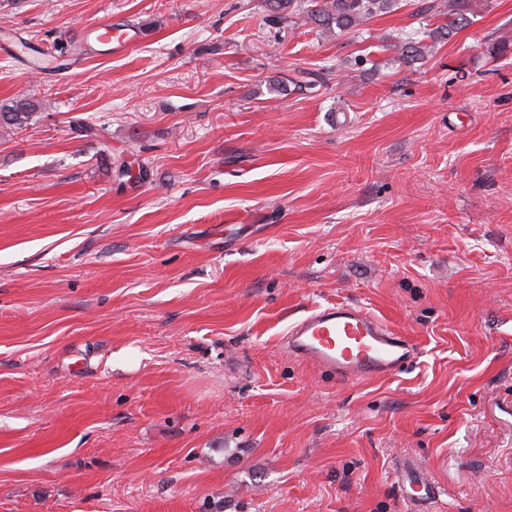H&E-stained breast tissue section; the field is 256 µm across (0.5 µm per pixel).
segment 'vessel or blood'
<instances>
[{
	"mask_svg": "<svg viewBox=\"0 0 512 512\" xmlns=\"http://www.w3.org/2000/svg\"><path fill=\"white\" fill-rule=\"evenodd\" d=\"M286 343L291 353L343 380L391 374L416 355L411 340L365 308L343 302L311 310L291 326Z\"/></svg>",
	"mask_w": 512,
	"mask_h": 512,
	"instance_id": "vessel-or-blood-1",
	"label": "vessel or blood"
}]
</instances>
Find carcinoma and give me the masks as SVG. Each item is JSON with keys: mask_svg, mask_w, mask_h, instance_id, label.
I'll list each match as a JSON object with an SVG mask.
<instances>
[{"mask_svg": "<svg viewBox=\"0 0 512 512\" xmlns=\"http://www.w3.org/2000/svg\"><path fill=\"white\" fill-rule=\"evenodd\" d=\"M400 0H269L275 11L304 14L307 19L327 33L344 34L363 27L374 18L393 12ZM475 12L474 0H446L445 9L438 15L445 16V23L422 32V37L400 33L394 36V47L400 60L410 64L423 60L436 44L451 39L459 30L470 24ZM331 71H308L302 85L313 89L329 87ZM40 102L31 97H19L0 104V129L13 130L26 127L39 109Z\"/></svg>", "mask_w": 512, "mask_h": 512, "instance_id": "cac0c4a2", "label": "carcinoma"}]
</instances>
